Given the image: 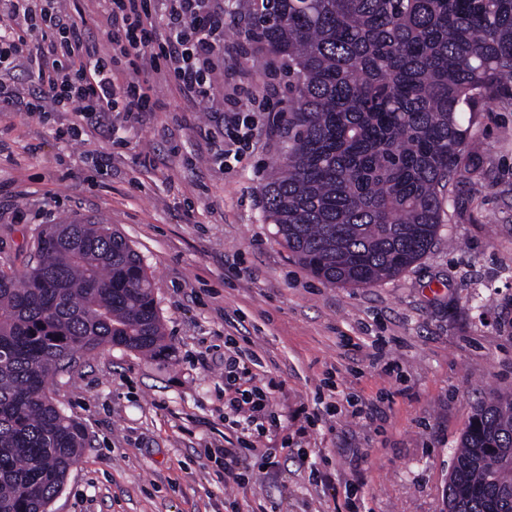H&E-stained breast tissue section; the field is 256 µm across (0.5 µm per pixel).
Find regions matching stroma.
Instances as JSON below:
<instances>
[{
  "label": "stroma",
  "mask_w": 512,
  "mask_h": 512,
  "mask_svg": "<svg viewBox=\"0 0 512 512\" xmlns=\"http://www.w3.org/2000/svg\"><path fill=\"white\" fill-rule=\"evenodd\" d=\"M242 13L224 0L212 103L191 105L154 74L164 111L113 112L78 137L73 112H0V268L24 270L45 225H107L142 258L170 345L153 358L96 349L54 378L90 443L49 512H448L475 409L512 394V108L486 107L474 135L487 175L463 211L446 209L420 261L371 286L325 284L263 217L292 94L280 62L244 37ZM232 104L258 128L222 163L216 132ZM229 338L254 354L286 436L225 420ZM319 391L336 414L312 424L298 408ZM244 437L273 463L248 457V481L225 483L210 451Z\"/></svg>",
  "instance_id": "1"
}]
</instances>
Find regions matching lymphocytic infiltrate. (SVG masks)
<instances>
[{"label": "lymphocytic infiltrate", "instance_id": "lymphocytic-infiltrate-1", "mask_svg": "<svg viewBox=\"0 0 512 512\" xmlns=\"http://www.w3.org/2000/svg\"><path fill=\"white\" fill-rule=\"evenodd\" d=\"M105 2V25L94 33L61 0H0V112H75L90 125L108 112H153L146 65L193 103L213 101L224 0ZM159 5L161 27L152 21ZM21 66L22 90L12 80Z\"/></svg>", "mask_w": 512, "mask_h": 512}]
</instances>
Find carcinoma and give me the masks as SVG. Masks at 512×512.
<instances>
[{"mask_svg": "<svg viewBox=\"0 0 512 512\" xmlns=\"http://www.w3.org/2000/svg\"><path fill=\"white\" fill-rule=\"evenodd\" d=\"M246 38L295 98L264 218L331 285L370 286L434 245L447 187L481 179L473 128L512 107V0H247ZM0 272V512H48L88 443L52 396L76 354L165 347L151 279L104 224H53ZM458 512H512V395L476 408L448 482Z\"/></svg>", "mask_w": 512, "mask_h": 512, "instance_id": "obj_1", "label": "carcinoma"}]
</instances>
